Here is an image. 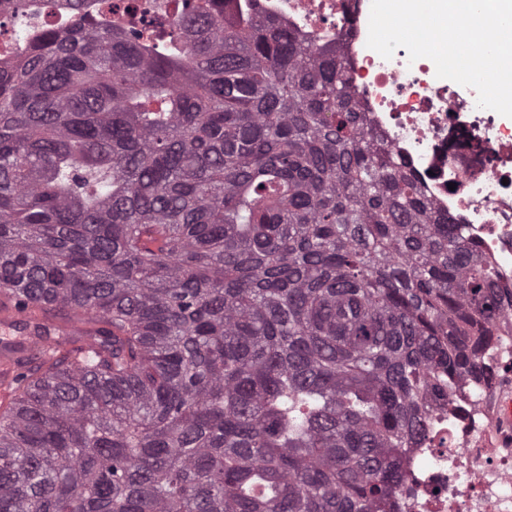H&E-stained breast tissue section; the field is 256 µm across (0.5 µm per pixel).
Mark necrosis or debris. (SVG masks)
<instances>
[{"label":"necrosis or debris","mask_w":512,"mask_h":512,"mask_svg":"<svg viewBox=\"0 0 512 512\" xmlns=\"http://www.w3.org/2000/svg\"><path fill=\"white\" fill-rule=\"evenodd\" d=\"M291 31L340 39L351 86L371 124L420 180L435 211L463 225L479 255L512 290V118L478 107L474 88L437 78L432 60L368 48L371 0H237ZM488 352L492 377L461 378L428 400L430 443L412 449L400 512H512V315Z\"/></svg>","instance_id":"4bbe7bcc"}]
</instances>
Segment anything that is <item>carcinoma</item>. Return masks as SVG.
Segmentation results:
<instances>
[{
    "label": "carcinoma",
    "instance_id": "carcinoma-1",
    "mask_svg": "<svg viewBox=\"0 0 512 512\" xmlns=\"http://www.w3.org/2000/svg\"><path fill=\"white\" fill-rule=\"evenodd\" d=\"M39 0H0L18 16ZM0 54V308L57 322L0 407V512H398L426 402L483 371L495 271L339 44L112 6Z\"/></svg>",
    "mask_w": 512,
    "mask_h": 512
}]
</instances>
